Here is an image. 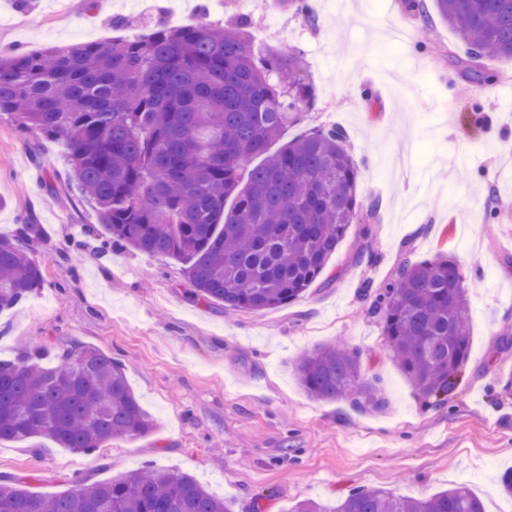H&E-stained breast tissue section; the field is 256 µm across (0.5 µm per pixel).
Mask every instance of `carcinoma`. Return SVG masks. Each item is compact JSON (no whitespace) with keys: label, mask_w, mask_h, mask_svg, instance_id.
Returning a JSON list of instances; mask_svg holds the SVG:
<instances>
[{"label":"carcinoma","mask_w":512,"mask_h":512,"mask_svg":"<svg viewBox=\"0 0 512 512\" xmlns=\"http://www.w3.org/2000/svg\"><path fill=\"white\" fill-rule=\"evenodd\" d=\"M429 24L448 25L466 70L512 61V0H412ZM249 21L230 27L156 25L148 34L0 56V119L24 136L59 139L70 179L115 244L173 258L197 297L234 312L294 302L323 273L360 216L358 168L339 126L273 144L312 103L293 51L258 55ZM259 159L255 165L253 159ZM39 231L0 237V311L41 287L31 254ZM385 345L416 390L445 401L469 353L468 298L450 258L410 262L375 295ZM311 395L379 409L386 399L342 343L302 357ZM154 421L124 366L100 349L70 346L49 367L24 351L0 361V441L46 438L91 453ZM0 512H232L192 475L142 469L127 479L79 483L58 496L0 481ZM292 512H484L458 486L425 498L358 489L335 506L298 502Z\"/></svg>","instance_id":"carcinoma-1"}]
</instances>
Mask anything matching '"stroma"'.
Instances as JSON below:
<instances>
[{
    "instance_id": "obj_1",
    "label": "stroma",
    "mask_w": 512,
    "mask_h": 512,
    "mask_svg": "<svg viewBox=\"0 0 512 512\" xmlns=\"http://www.w3.org/2000/svg\"><path fill=\"white\" fill-rule=\"evenodd\" d=\"M0 0V49L38 51L172 26L251 21L257 52L300 54L315 100L282 139L332 126L347 132L358 190L376 202L371 224H352L300 300L233 313L194 295L181 264L89 232L94 208L68 189L63 141L31 142L0 121V235L24 223L44 284L0 312V360L81 344L121 362L154 431L90 454L39 438L0 442V477L39 495L76 480L109 482L150 466L192 474L233 512H291L298 501L336 504L350 490L426 497L464 484L485 512H512L499 483L512 467V62L467 77L448 28L409 0H309L316 16L273 0ZM370 237H362L363 229ZM448 255L469 299L470 349L447 403L426 400L384 345L366 288L406 262ZM343 341L379 379L383 409L320 400L298 379L299 360Z\"/></svg>"
}]
</instances>
